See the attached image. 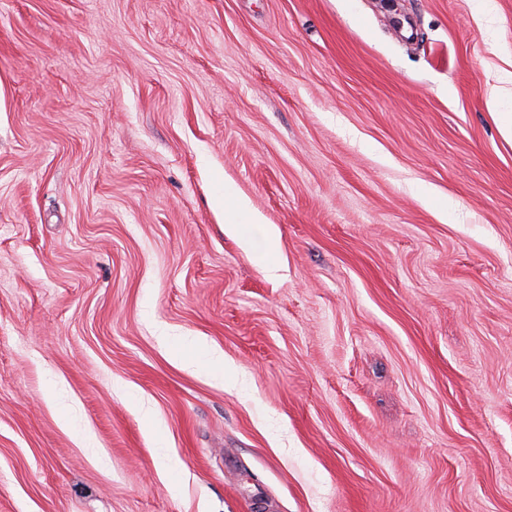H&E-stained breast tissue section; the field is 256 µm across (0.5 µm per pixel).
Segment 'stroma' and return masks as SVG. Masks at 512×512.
Here are the masks:
<instances>
[{"label":"stroma","instance_id":"35a3bbf8","mask_svg":"<svg viewBox=\"0 0 512 512\" xmlns=\"http://www.w3.org/2000/svg\"><path fill=\"white\" fill-rule=\"evenodd\" d=\"M510 63L512 0H0V512H512ZM508 97L501 88L493 87L486 99L491 116L495 119L504 139L512 141V112H503L508 105ZM219 207L224 208V221L227 224H235L242 242L246 246H251V236L249 225L253 224L254 218L250 213L247 201L241 197L236 187L230 183L224 184V196L217 201Z\"/></svg>","mask_w":512,"mask_h":512}]
</instances>
